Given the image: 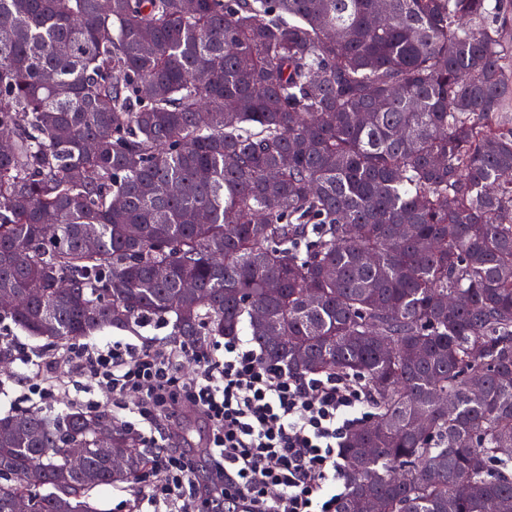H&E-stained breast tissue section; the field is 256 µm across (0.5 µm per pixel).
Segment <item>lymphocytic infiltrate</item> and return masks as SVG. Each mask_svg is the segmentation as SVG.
<instances>
[{
    "mask_svg": "<svg viewBox=\"0 0 512 512\" xmlns=\"http://www.w3.org/2000/svg\"><path fill=\"white\" fill-rule=\"evenodd\" d=\"M21 361L44 402L57 403L53 380L65 371L129 414V431L153 449L148 499L166 512H336L347 488L342 440L371 409L351 381L294 376L238 337L203 351L89 340ZM189 405L211 431L198 455L170 430Z\"/></svg>",
    "mask_w": 512,
    "mask_h": 512,
    "instance_id": "obj_1",
    "label": "lymphocytic infiltrate"
}]
</instances>
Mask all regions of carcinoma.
I'll return each mask as SVG.
<instances>
[{"mask_svg":"<svg viewBox=\"0 0 512 512\" xmlns=\"http://www.w3.org/2000/svg\"><path fill=\"white\" fill-rule=\"evenodd\" d=\"M511 27L509 0H0V324L246 325L371 397L337 512H512ZM148 468L106 410L0 416V512H99ZM141 487L129 488L103 486L94 489L91 492V497L94 504L99 509L103 510L101 512H128L129 510H124L127 509L129 501L133 499V496L141 489ZM119 504L121 505L118 506Z\"/></svg>","mask_w":512,"mask_h":512,"instance_id":"1","label":"carcinoma"}]
</instances>
